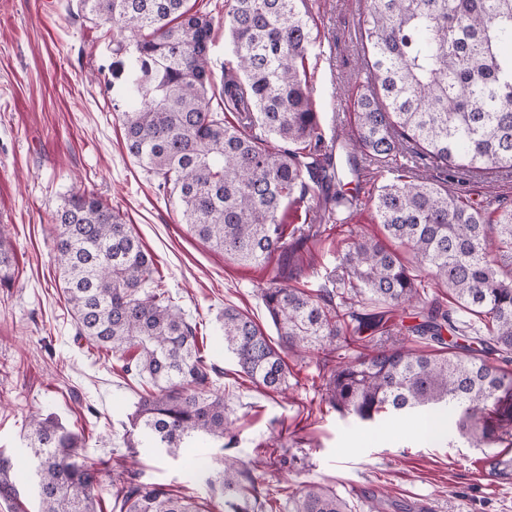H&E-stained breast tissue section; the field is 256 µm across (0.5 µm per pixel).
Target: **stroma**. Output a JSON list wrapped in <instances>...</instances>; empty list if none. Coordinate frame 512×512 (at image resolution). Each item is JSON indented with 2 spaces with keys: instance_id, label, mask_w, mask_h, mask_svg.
I'll return each instance as SVG.
<instances>
[{
  "instance_id": "obj_1",
  "label": "stroma",
  "mask_w": 512,
  "mask_h": 512,
  "mask_svg": "<svg viewBox=\"0 0 512 512\" xmlns=\"http://www.w3.org/2000/svg\"><path fill=\"white\" fill-rule=\"evenodd\" d=\"M210 47L215 85L233 66L224 28V0H212ZM315 42L306 60L312 100L326 139L347 140L353 117L344 104L369 93L361 66L358 19L365 0H309ZM106 25L81 11L78 0H0V224L12 249L9 279L0 281V451L26 463L31 413L53 414L82 439L80 459L131 458L143 481L202 495L192 466L219 467L223 453L196 439L172 456L159 448L129 453L128 413L146 387L119 362L77 339L63 299L52 251L53 217L71 195L92 192L119 210L154 258L175 303L198 324L204 351L237 437L231 452L260 465L263 487L277 491L319 481L343 497L351 512H512V484L497 480L486 449L472 448L456 429L424 438L423 418L384 419L368 428L330 408L321 385V356L288 357V394L251 383L218 335L225 306L248 312L268 336L276 330L260 296L275 263L243 265L192 236L174 199L130 157L122 113L130 101L112 84ZM363 172L359 205L342 210L335 229L313 224L294 258L301 281L315 289L332 271L349 232L377 236L371 199L376 164L358 155ZM492 212L512 205V171L449 177Z\"/></svg>"
}]
</instances>
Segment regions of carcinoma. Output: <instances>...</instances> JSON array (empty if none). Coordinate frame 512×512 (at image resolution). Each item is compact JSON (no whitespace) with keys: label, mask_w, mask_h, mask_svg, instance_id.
<instances>
[{"label":"carcinoma","mask_w":512,"mask_h":512,"mask_svg":"<svg viewBox=\"0 0 512 512\" xmlns=\"http://www.w3.org/2000/svg\"><path fill=\"white\" fill-rule=\"evenodd\" d=\"M113 27L112 79L138 105L122 112L127 153L176 199L182 223L225 257L256 264L308 238L280 211L310 199L321 221L355 206L328 153L306 78L314 42L306 0H231L225 26L236 67L215 93L214 17L189 0H80ZM372 85L354 113L352 150L394 174L373 197L384 238L350 235L333 289L261 290L273 343L249 315L224 307V348L250 381L289 387L282 353L337 356L324 383L331 408L362 422L446 412L473 448L512 447V208L491 215L438 180L397 163L400 147L442 170H512V0H368L359 22ZM237 110L231 121L225 104ZM53 253L77 335L146 378L126 447L173 454L196 438L234 444L217 369L197 324L172 302L153 258L122 214L74 194L54 217ZM412 256L408 262L402 252ZM11 251L0 230V280ZM448 288L454 307L422 304L418 273ZM401 309L417 323L394 329ZM435 345L429 352L413 339ZM360 345L346 356L339 350ZM38 512H98V469L78 461L80 438L51 414L26 435ZM256 466L226 454L208 472L210 507L125 470L121 512H273ZM285 512H348L332 487L284 488ZM19 490L0 453V499Z\"/></svg>","instance_id":"cac0c4a2"}]
</instances>
